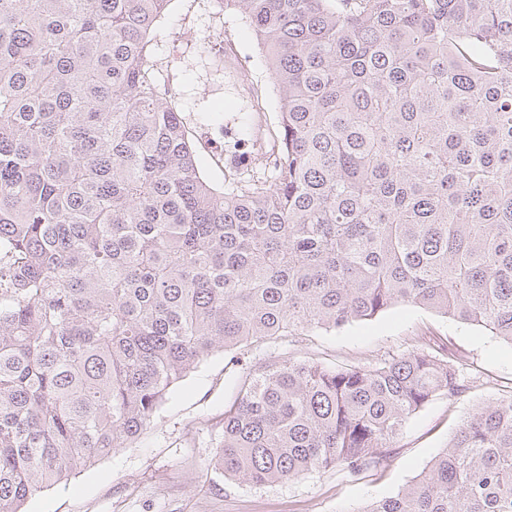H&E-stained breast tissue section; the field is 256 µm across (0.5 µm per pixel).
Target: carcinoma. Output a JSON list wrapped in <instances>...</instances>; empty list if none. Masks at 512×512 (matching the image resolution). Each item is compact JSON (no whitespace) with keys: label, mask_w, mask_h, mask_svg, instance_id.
<instances>
[{"label":"carcinoma","mask_w":512,"mask_h":512,"mask_svg":"<svg viewBox=\"0 0 512 512\" xmlns=\"http://www.w3.org/2000/svg\"><path fill=\"white\" fill-rule=\"evenodd\" d=\"M169 2L0 0V512L133 444L218 351L398 304L512 348V0H224L280 145L220 189L146 76ZM464 390L429 336L368 366L278 357L240 377L216 464L356 479ZM362 512H512V389Z\"/></svg>","instance_id":"carcinoma-1"}]
</instances>
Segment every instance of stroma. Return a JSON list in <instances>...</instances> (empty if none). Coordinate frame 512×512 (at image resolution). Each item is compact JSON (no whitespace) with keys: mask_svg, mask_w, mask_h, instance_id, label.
Masks as SVG:
<instances>
[{"mask_svg":"<svg viewBox=\"0 0 512 512\" xmlns=\"http://www.w3.org/2000/svg\"><path fill=\"white\" fill-rule=\"evenodd\" d=\"M148 76L179 112L201 175L213 186L277 150L279 96L255 34L217 0H170L146 44ZM448 342L469 380L460 396L436 397L407 422L384 469L360 479L338 470L269 485L225 477L214 465L224 412L239 373L229 354L201 363L161 405L129 447L43 487L24 512H356L411 484L479 403L512 388V348L437 313L397 305L342 330L282 337L248 354L316 358L330 366L366 365L412 348L417 337Z\"/></svg>","mask_w":512,"mask_h":512,"instance_id":"obj_1","label":"stroma"}]
</instances>
